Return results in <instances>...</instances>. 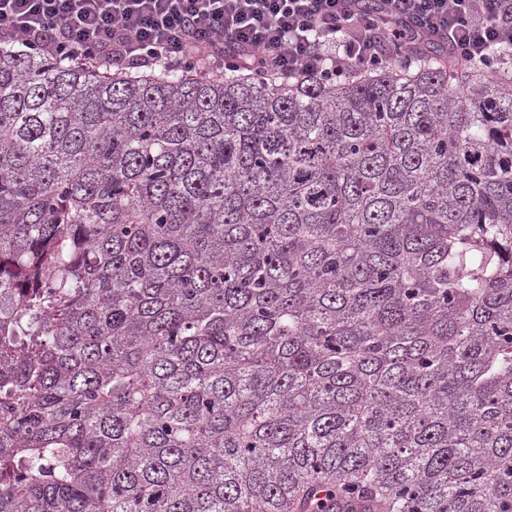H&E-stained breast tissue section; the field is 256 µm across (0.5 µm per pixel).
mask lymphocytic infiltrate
Returning <instances> with one entry per match:
<instances>
[{
  "mask_svg": "<svg viewBox=\"0 0 512 512\" xmlns=\"http://www.w3.org/2000/svg\"><path fill=\"white\" fill-rule=\"evenodd\" d=\"M0 0V45L221 74L304 71L335 85L385 51L443 41L452 62L512 45V0Z\"/></svg>",
  "mask_w": 512,
  "mask_h": 512,
  "instance_id": "f902f5d3",
  "label": "lymphocytic infiltrate"
}]
</instances>
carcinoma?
Here are the masks:
<instances>
[{
	"mask_svg": "<svg viewBox=\"0 0 512 512\" xmlns=\"http://www.w3.org/2000/svg\"><path fill=\"white\" fill-rule=\"evenodd\" d=\"M512 512V46L333 87L0 49V512Z\"/></svg>",
	"mask_w": 512,
	"mask_h": 512,
	"instance_id": "obj_1",
	"label": "carcinoma"
}]
</instances>
